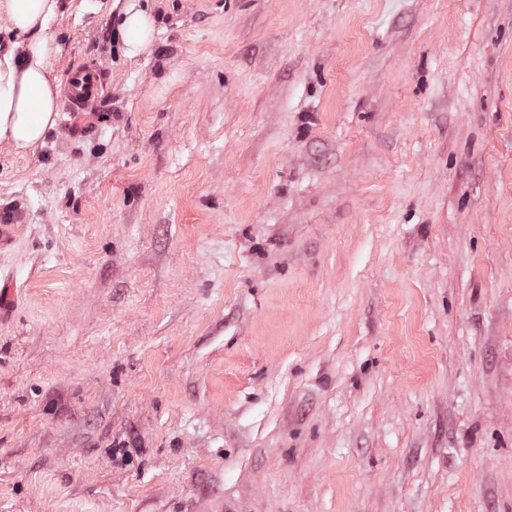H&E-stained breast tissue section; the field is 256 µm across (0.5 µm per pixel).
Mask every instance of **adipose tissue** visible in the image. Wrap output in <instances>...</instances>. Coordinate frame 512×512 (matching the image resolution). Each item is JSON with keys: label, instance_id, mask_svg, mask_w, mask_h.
Returning a JSON list of instances; mask_svg holds the SVG:
<instances>
[{"label": "adipose tissue", "instance_id": "obj_1", "mask_svg": "<svg viewBox=\"0 0 512 512\" xmlns=\"http://www.w3.org/2000/svg\"><path fill=\"white\" fill-rule=\"evenodd\" d=\"M5 9L13 37L0 51V144L22 154L58 124L59 82L50 61L60 51L53 30L59 0H6ZM117 33L125 56H139L153 44L155 20L130 0Z\"/></svg>", "mask_w": 512, "mask_h": 512}]
</instances>
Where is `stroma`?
<instances>
[{"instance_id":"35a3bbf8","label":"stroma","mask_w":512,"mask_h":512,"mask_svg":"<svg viewBox=\"0 0 512 512\" xmlns=\"http://www.w3.org/2000/svg\"><path fill=\"white\" fill-rule=\"evenodd\" d=\"M140 4L0 145V512H512V0ZM117 33L123 45L124 55L133 58L147 52L153 44L155 20L152 14L143 9L140 0H128ZM104 75L91 67H81L68 80L65 112H78L96 107L106 86Z\"/></svg>"}]
</instances>
